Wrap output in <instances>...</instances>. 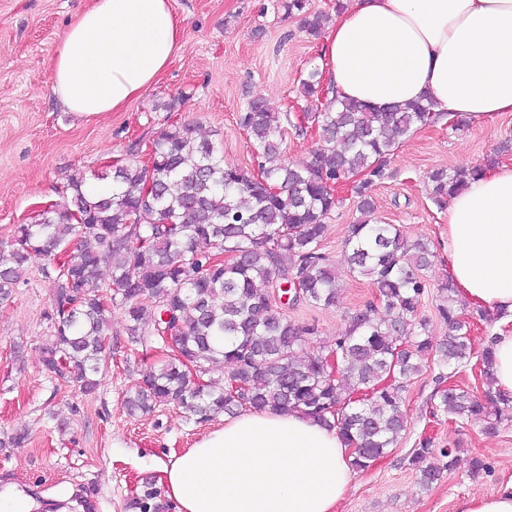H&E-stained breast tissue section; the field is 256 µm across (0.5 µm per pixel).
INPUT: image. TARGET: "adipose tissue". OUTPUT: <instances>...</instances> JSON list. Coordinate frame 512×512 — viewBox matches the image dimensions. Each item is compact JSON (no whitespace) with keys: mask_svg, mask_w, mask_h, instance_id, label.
<instances>
[{"mask_svg":"<svg viewBox=\"0 0 512 512\" xmlns=\"http://www.w3.org/2000/svg\"><path fill=\"white\" fill-rule=\"evenodd\" d=\"M323 42L340 98L385 110L427 96L474 124L512 113V0H348ZM183 48L170 0H92L56 48L51 86L77 114L117 112ZM445 210L448 275L465 302L501 314L495 387L512 393V165L485 171ZM351 460L313 418L245 411L160 471L178 512H334Z\"/></svg>","mask_w":512,"mask_h":512,"instance_id":"ef3b65f1","label":"adipose tissue"}]
</instances>
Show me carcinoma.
Here are the masks:
<instances>
[{
  "label": "carcinoma",
  "instance_id": "carcinoma-1",
  "mask_svg": "<svg viewBox=\"0 0 512 512\" xmlns=\"http://www.w3.org/2000/svg\"><path fill=\"white\" fill-rule=\"evenodd\" d=\"M280 7L314 38L330 20L311 11L309 0H282ZM332 92L316 67L300 82L301 96L320 103L297 125L304 131L311 123L321 136L303 164L286 162L281 150L288 113L272 111L256 96L239 116L256 172L224 163V150L198 137L194 123L172 122L150 143L146 162L118 160L110 173L73 175L64 209H45L0 240V305L36 259L44 260L40 274L55 284L47 312L54 333L42 348L45 373L95 391L112 360V308L118 307L141 356L150 357V339L169 324L179 351L158 358L126 392L130 414L171 403L199 422L242 410L300 413L358 448L351 467L362 471L397 447L407 428L405 393L433 355L441 371L430 414H446L454 424L478 422L488 435L512 422V393L452 382L471 364L493 382L496 336L485 338L476 357L471 340L488 312L460 301L452 282L441 283L436 311L448 334L434 342L420 310L435 254L428 243H409L399 227L373 217L370 188L392 177L390 159L400 139L442 113L428 98L377 112L356 100L331 99ZM482 170L431 171V199L445 205ZM354 175L360 176L351 182L360 217L348 226L344 255L351 275L377 289L378 304L356 309L344 331L315 349L318 328L289 319L273 294L289 282L299 288L295 301L336 306L342 288L322 245L340 202L331 188ZM93 181L110 182L112 189L92 194ZM274 187L279 192H271ZM104 263L111 268L107 281ZM326 350L338 356L336 378L325 367ZM217 362L224 364L222 379L200 385L188 371L191 364L206 373ZM357 389L372 394L353 401ZM461 451L454 443L438 448L425 436L407 462L428 488L456 468Z\"/></svg>",
  "mask_w": 512,
  "mask_h": 512
}]
</instances>
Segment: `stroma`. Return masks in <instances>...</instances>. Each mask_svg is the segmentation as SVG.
Returning a JSON list of instances; mask_svg holds the SVG:
<instances>
[{
    "instance_id": "1",
    "label": "stroma",
    "mask_w": 512,
    "mask_h": 512,
    "mask_svg": "<svg viewBox=\"0 0 512 512\" xmlns=\"http://www.w3.org/2000/svg\"><path fill=\"white\" fill-rule=\"evenodd\" d=\"M281 0H172L183 20L185 48L162 77L118 112L84 118L66 110L50 88L53 56L69 25L90 0H0V240L34 221L43 208H62L64 187L75 171H99L126 159L130 141L150 142L167 124L197 123L202 137L223 144L226 163L249 169L251 151L238 124L249 100L263 96L278 112L296 106L314 111L299 93V78L322 63V42L287 17ZM179 97L178 111L164 103ZM512 113L482 125L426 126L395 150L393 178L374 184L379 220L400 227L407 240L441 248L447 215L429 197L427 176L438 167L484 164L493 154L512 164ZM358 218L356 202L343 192L328 221L323 248L335 262L343 287L341 303L329 310L298 306L288 317L316 324L322 340L346 326L347 313L375 297L368 280L352 277L344 262L348 224ZM52 281L32 271L0 306V433L24 430L25 443H0V482L36 498L66 499L80 493L93 512H128L146 492H163L160 465L193 447L214 426L196 422L183 408L164 405L147 415H128L124 395L144 364L126 334L122 310L112 312V363L96 391L83 393L49 378L41 348L53 332L45 318ZM433 372L419 376L407 393V430L397 448L364 472L352 475L337 512H458L471 496H489L512 478V422L498 434L481 426H457L430 416L435 402ZM437 447L460 442L465 450L455 470L422 488L405 456L421 436ZM490 472L471 476L470 455Z\"/></svg>"
}]
</instances>
